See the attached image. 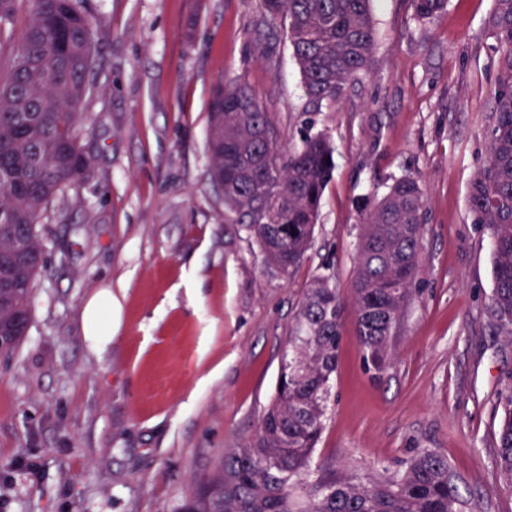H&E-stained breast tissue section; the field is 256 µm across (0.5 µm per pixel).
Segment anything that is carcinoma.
Wrapping results in <instances>:
<instances>
[{"label": "carcinoma", "mask_w": 512, "mask_h": 512, "mask_svg": "<svg viewBox=\"0 0 512 512\" xmlns=\"http://www.w3.org/2000/svg\"><path fill=\"white\" fill-rule=\"evenodd\" d=\"M0 0V352L27 335L37 278L45 268L42 218L81 182L88 161L78 141L82 107L92 95L95 23L82 0ZM373 0H260L258 24L284 27L309 99L343 97L371 66L376 45ZM430 22L447 0H412ZM487 29L502 50L487 154L468 191L472 223L491 241L494 286L489 332L512 349V0H494ZM210 168L224 208L244 224L268 264L290 278L310 249L333 149L323 134L281 152L272 122L241 79L217 84L210 108ZM425 193L403 176L380 199L359 203L362 231L351 301L365 363L378 373L395 359L392 344L413 296ZM345 302L320 275L305 288L288 328L275 396L244 448H228L177 512H467L448 459L422 448L393 476L354 480L311 471L336 374ZM501 418L495 462L512 489V373L496 401Z\"/></svg>", "instance_id": "cac0c4a2"}]
</instances>
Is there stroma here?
Here are the masks:
<instances>
[{
    "label": "stroma",
    "instance_id": "1",
    "mask_svg": "<svg viewBox=\"0 0 512 512\" xmlns=\"http://www.w3.org/2000/svg\"><path fill=\"white\" fill-rule=\"evenodd\" d=\"M95 91L89 160L46 220L47 272L20 345L0 354V512H175L225 449L244 447L274 396L306 285L356 275V203L413 175L425 189L416 292L396 359L373 376L346 309L312 467L364 477L444 455L471 512H512L495 466L494 403L512 352L488 334V235L470 181L486 157L500 52L493 0H448L431 23L412 0H374L369 71L340 102H309L285 31L259 0H87ZM241 77L281 148L324 133L335 170L314 240L282 278L209 173V105ZM120 303L112 345L91 353L86 302Z\"/></svg>",
    "mask_w": 512,
    "mask_h": 512
}]
</instances>
